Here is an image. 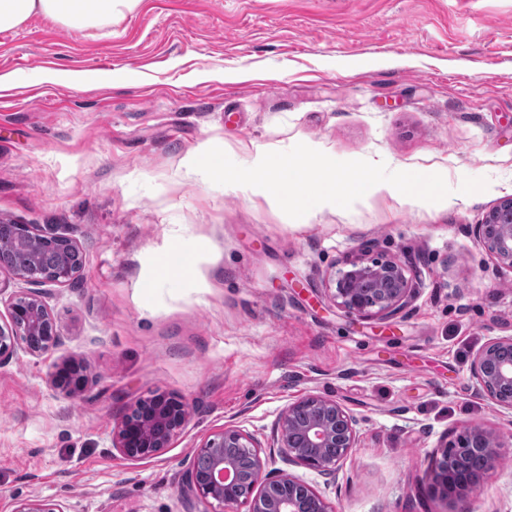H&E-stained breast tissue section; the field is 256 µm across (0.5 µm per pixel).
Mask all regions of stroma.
<instances>
[{
    "instance_id": "1",
    "label": "stroma",
    "mask_w": 512,
    "mask_h": 512,
    "mask_svg": "<svg viewBox=\"0 0 512 512\" xmlns=\"http://www.w3.org/2000/svg\"><path fill=\"white\" fill-rule=\"evenodd\" d=\"M55 74L52 82L37 81ZM303 143L341 161L441 174L446 204L377 192L298 219L192 166ZM512 196V0H138L76 31L42 14L0 31V222L70 232L83 270L47 285L51 356L0 368V512H205L182 494L201 442L239 425L268 442L309 394L359 419L338 484L305 467L336 512H451L426 472L459 435H512L470 364L512 334V270L475 233ZM192 268L157 280L174 254ZM419 288L384 320L335 305L361 255ZM80 362L75 396L51 382ZM156 393L189 420L132 461L112 431ZM512 512V457L471 500Z\"/></svg>"
}]
</instances>
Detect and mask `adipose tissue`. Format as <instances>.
<instances>
[{"label": "adipose tissue", "instance_id": "obj_1", "mask_svg": "<svg viewBox=\"0 0 512 512\" xmlns=\"http://www.w3.org/2000/svg\"><path fill=\"white\" fill-rule=\"evenodd\" d=\"M135 3L136 0H0V30L15 28L36 12L77 30L93 29L111 22Z\"/></svg>", "mask_w": 512, "mask_h": 512}]
</instances>
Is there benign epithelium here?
I'll return each mask as SVG.
<instances>
[{
  "instance_id": "1",
  "label": "benign epithelium",
  "mask_w": 512,
  "mask_h": 512,
  "mask_svg": "<svg viewBox=\"0 0 512 512\" xmlns=\"http://www.w3.org/2000/svg\"><path fill=\"white\" fill-rule=\"evenodd\" d=\"M33 240L52 238L67 251H79L76 242L54 226L20 224ZM476 235L497 263L512 270V196L504 197L475 226ZM29 288L11 297L9 320L0 324V367L22 348L33 356L52 352L60 341L57 324L43 300V287L66 284L82 271L78 266L58 277H40L0 261ZM337 305L361 318H390L409 306L417 286L405 266L394 260L358 258L351 269L332 279ZM470 376L476 390L496 406L512 412V335L490 338L475 354ZM57 388L68 394L83 390L79 365L64 362L53 374ZM188 421L187 405L155 394L140 400L113 431L112 447L124 457L143 461L161 455ZM358 418L334 399L309 394L286 405L273 429L277 457L262 455V444L239 426H226L205 440L196 455H204L203 472L189 466L181 484L190 495L221 510L244 505L247 512H333L331 503L309 484L275 467V459L288 466H306L336 483V474L356 447ZM512 442L480 426L469 428L451 449H444L428 471V489L444 501L458 505L455 512H470L468 498L484 477L506 456ZM14 512H64L60 505L29 501Z\"/></svg>"
}]
</instances>
